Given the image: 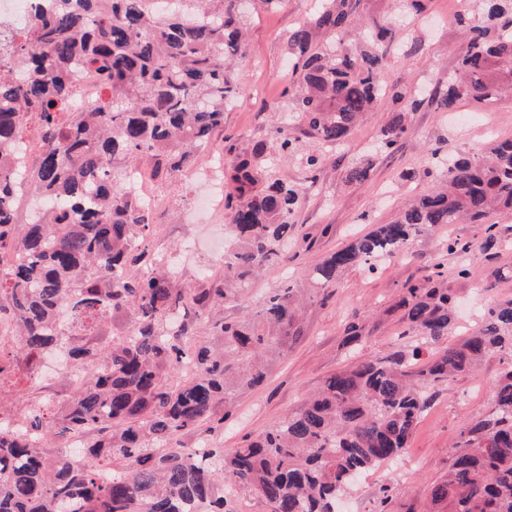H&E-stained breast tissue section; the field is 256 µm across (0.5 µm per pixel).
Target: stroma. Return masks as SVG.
<instances>
[{"label":"stroma","instance_id":"35a3bbf8","mask_svg":"<svg viewBox=\"0 0 512 512\" xmlns=\"http://www.w3.org/2000/svg\"><path fill=\"white\" fill-rule=\"evenodd\" d=\"M323 2L284 0L278 9L248 13L246 49L233 65L241 91L228 104L223 127L213 132L210 151L198 154L192 167L163 182L160 201L148 210L155 229L149 248L174 268L180 286L198 288L199 270L214 279L224 276V179L211 173V166L230 163L237 154L260 145L262 162L270 164L276 177L301 190L292 218L301 242L290 249L287 261L266 267L250 288L225 301L221 314L228 320L257 316L264 296L291 282L306 298L303 333L272 365L260 387L235 399L224 426L211 421L183 436L188 448L202 440L227 449L238 447L298 410L332 373L363 358L409 348L413 340L405 336L401 313L395 308L399 290L405 282L426 275L434 263H442L448 287L458 300L449 343L460 342L489 305L512 300V216L499 219L501 242L488 252L482 249L484 225L450 224L422 232L413 240L408 257L380 263L375 271L346 270L328 288L312 287L307 280V270L321 257L353 236L392 222L411 197L444 179L445 158L477 157L492 141L512 139V97L479 109L464 101L451 113L437 109L434 101L437 89L458 74V57L466 44L455 17L472 0H428L419 14L403 11L398 0H361V12L384 20L391 31L384 93L376 109L338 148L323 146L301 124H289L288 133L299 151L283 153L280 118L293 111L285 93L293 60L289 37ZM414 100L420 103L415 110L410 107ZM397 114L402 115L406 131L392 153L379 152L382 131ZM312 151L321 158L314 172L304 160L305 153ZM357 165L368 167L366 181L348 180L350 169ZM451 238L467 243L469 252L447 251ZM463 265L470 268L465 279L456 274ZM353 320L364 326V339L356 346L344 342L345 325ZM503 369L500 355L490 354L474 374L440 386L404 456L369 473L344 494V501L355 502L356 512H375L381 488L390 485L395 489L391 512H421L430 485L447 474L448 456L459 431L475 416L490 411L488 389ZM0 402L18 414L26 412L28 403L38 404L50 421L65 400L45 396L24 378L0 386Z\"/></svg>","mask_w":512,"mask_h":512}]
</instances>
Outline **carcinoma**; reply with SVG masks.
I'll return each mask as SVG.
<instances>
[{"instance_id": "cac0c4a2", "label": "carcinoma", "mask_w": 512, "mask_h": 512, "mask_svg": "<svg viewBox=\"0 0 512 512\" xmlns=\"http://www.w3.org/2000/svg\"><path fill=\"white\" fill-rule=\"evenodd\" d=\"M53 4L28 21L22 39L0 46V248L9 241L18 256L0 276V315L18 322L23 354L64 348L73 364L96 369L51 430L38 406L18 419L39 441L0 426V512H226L218 477L250 489L271 512H337L360 475L407 450L434 388L473 373L489 353L508 364L489 389L492 410L460 431L424 512H512V301L488 308L477 330L441 348L454 298L437 264L406 283L396 305L421 344L336 372L302 408L227 454L182 446L178 437L197 431L218 405L261 385L301 333L292 283L267 295L253 321L214 318L256 273L288 257L299 190L283 179L264 183L261 151L237 155L224 172L235 241L224 279L177 287L145 244L153 227L131 190L132 171L142 158L153 162V177L180 171L224 125V106L239 91L232 64L243 55L245 11L240 0ZM359 8L360 0H331L317 13L314 25L340 36L332 44H312L306 23L291 36L296 116L324 145L345 144L383 93L384 53L357 56L341 39ZM456 24L468 49L438 108L511 96L512 0H478ZM388 34L376 17L364 21L365 38ZM82 67L99 74L104 96L75 108ZM33 114L45 128L33 179L48 205L16 237L13 164ZM404 132L398 114L383 130L382 152ZM447 168L445 183L322 257L312 278L324 288L347 269L375 270L374 260L408 251L425 230L512 214V139L476 159L450 157ZM129 265L144 273L123 276ZM62 308L75 324L68 332L53 327ZM125 312L132 337L97 335L95 322ZM197 320L210 322L206 341L189 336ZM77 430L90 432L79 458L49 452L50 436Z\"/></svg>"}]
</instances>
